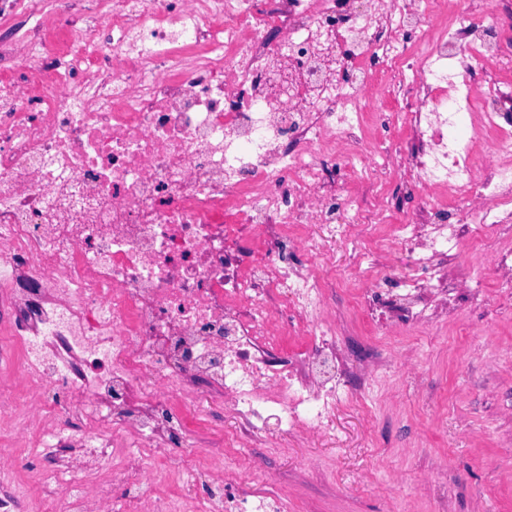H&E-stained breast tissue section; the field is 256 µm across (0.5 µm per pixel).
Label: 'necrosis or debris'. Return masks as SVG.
Returning <instances> with one entry per match:
<instances>
[{
  "instance_id": "obj_1",
  "label": "necrosis or debris",
  "mask_w": 512,
  "mask_h": 512,
  "mask_svg": "<svg viewBox=\"0 0 512 512\" xmlns=\"http://www.w3.org/2000/svg\"><path fill=\"white\" fill-rule=\"evenodd\" d=\"M76 5L0 0L38 20L0 43V512H288L184 418L269 455L377 383L328 242L355 273L415 253L398 307L425 324L458 225L512 235V0ZM394 172L429 220L348 189ZM205 468L220 493H172Z\"/></svg>"
}]
</instances>
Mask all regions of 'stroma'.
Returning a JSON list of instances; mask_svg holds the SVG:
<instances>
[{"mask_svg": "<svg viewBox=\"0 0 512 512\" xmlns=\"http://www.w3.org/2000/svg\"><path fill=\"white\" fill-rule=\"evenodd\" d=\"M446 268L448 297L430 325L382 330L365 312L336 311L347 342L395 359L410 349L416 363L340 407L326 432L285 439L254 464L225 453V470L278 484L290 512H512V297L489 263L467 271L451 254Z\"/></svg>", "mask_w": 512, "mask_h": 512, "instance_id": "35a3bbf8", "label": "stroma"}]
</instances>
